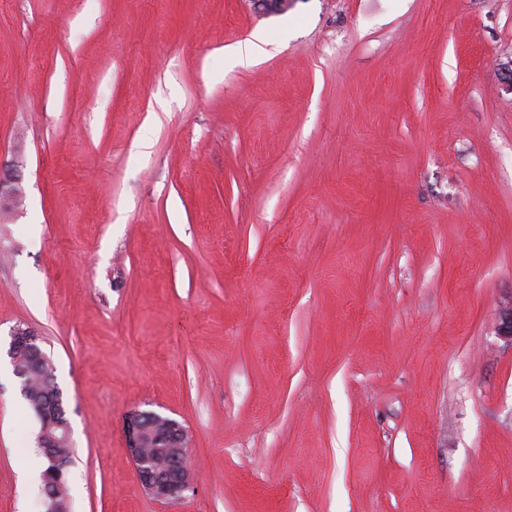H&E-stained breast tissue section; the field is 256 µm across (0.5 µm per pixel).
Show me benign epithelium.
I'll return each mask as SVG.
<instances>
[{
  "label": "benign epithelium",
  "mask_w": 512,
  "mask_h": 512,
  "mask_svg": "<svg viewBox=\"0 0 512 512\" xmlns=\"http://www.w3.org/2000/svg\"><path fill=\"white\" fill-rule=\"evenodd\" d=\"M22 196V178L12 165L0 164V212L15 206ZM27 348L39 351L38 335L29 328L16 327L11 332L8 348L10 359ZM52 406L41 408L43 426L39 434L40 447L59 443L69 438V426L65 422L51 420ZM158 426V441L163 447L172 448L175 454L161 458L145 447V431L148 426ZM125 437L131 452L137 477L148 495L158 501L179 498L190 487V472L186 466L189 437L185 427L176 419L155 412L132 411L126 416Z\"/></svg>",
  "instance_id": "1"
}]
</instances>
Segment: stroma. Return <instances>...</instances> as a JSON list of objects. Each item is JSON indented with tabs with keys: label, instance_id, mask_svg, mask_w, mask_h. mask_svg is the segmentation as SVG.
<instances>
[{
	"label": "stroma",
	"instance_id": "35a3bbf8",
	"mask_svg": "<svg viewBox=\"0 0 512 512\" xmlns=\"http://www.w3.org/2000/svg\"><path fill=\"white\" fill-rule=\"evenodd\" d=\"M509 61L512 0H0V512H46L19 325L71 512H512ZM22 178L13 165L0 164V212L12 209L22 196ZM11 341L9 343L8 348V356L11 359V363L14 366V374L15 376L20 380V390L22 395L26 396L25 399L30 403V405L34 408L36 411L40 423H41V417H40V408L41 404H43L45 401H47L49 398L55 401L56 404V412L58 414L59 420L63 422H55L51 421V412H52V406L45 405L43 408H41V414H42V421L43 426L39 434V444L40 448H45L49 443H59L62 442L64 439L69 438V426L66 422L67 419L65 417V411L62 406V400H61V394L59 391V388L55 382V372H54V366L51 368V372L54 376L53 379V388L48 389L45 385L43 376L41 374V368H37V365L35 364L34 360L25 352H22L20 354L17 353L22 350L23 348H27L31 351H36L38 354H40V349L38 348V335L29 328H20L15 327L11 332ZM17 356V359H16ZM16 359V361H15ZM15 362L16 367L20 370L18 371L15 368ZM21 371H24L27 373L28 378L30 380V390L28 393V381L25 377V374ZM56 427V430H53L52 428ZM59 436H62V438H59ZM43 455L47 461L46 468L43 471V475L46 473H49L45 476V480L47 482V487H50L52 485H58V482L56 479L60 478L63 475V469L66 466V464L61 459H54L53 460V467L51 469V463L49 461V458L46 454V452L43 449ZM51 469V470H50ZM61 483H63L62 489L59 490V493L61 494L58 498H56L53 502L46 500L47 505V512H70V498L68 495V488L66 483V473H64L63 478L61 480ZM55 505V508L57 510L50 511L51 506ZM150 425L162 430L158 441L163 445L152 448H173L174 455L161 458L145 447L144 433ZM125 437L137 477L148 495L158 501L173 500L190 487V472L185 463L189 437L178 420L135 410L126 416Z\"/></svg>",
	"mask_w": 512,
	"mask_h": 512
}]
</instances>
